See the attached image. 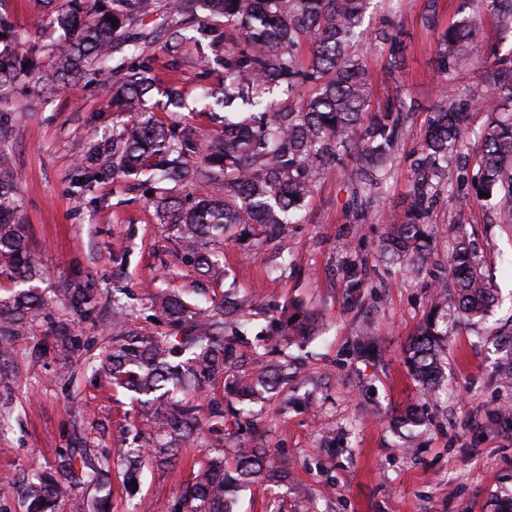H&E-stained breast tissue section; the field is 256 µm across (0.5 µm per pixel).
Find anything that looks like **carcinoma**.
I'll list each match as a JSON object with an SVG mask.
<instances>
[{"label":"carcinoma","instance_id":"carcinoma-1","mask_svg":"<svg viewBox=\"0 0 512 512\" xmlns=\"http://www.w3.org/2000/svg\"><path fill=\"white\" fill-rule=\"evenodd\" d=\"M53 5L49 25L62 32V47L39 80L55 86L78 84L89 71L115 75L112 105L128 119L88 150L86 163L71 181L83 189L105 177L145 178L160 224L193 267L194 273L220 286L224 283V241L248 238L288 243V225L303 223L305 206L319 176L337 166L357 186H372L388 175V160L407 118L401 99L369 110L370 73L353 48L364 35L372 0H166L177 16H224V90L213 105L224 109V129L200 143L176 125L155 118L152 68L143 56L146 36L131 38L125 27L145 17L157 0H41ZM460 22L442 35L437 63L443 75L471 63L465 50L476 21L492 15L512 34V0H461ZM117 22H112L111 18ZM394 63L403 57L398 35L384 32ZM185 35L168 28L163 49L178 54ZM25 37L0 17V100L31 74L23 68ZM123 47L138 60L113 63ZM310 59L303 64L302 50ZM485 95L473 104L438 105L426 119L420 148L411 163L412 196L407 220L392 225L382 249L410 265L431 249L428 217L442 190L464 209L482 200L496 201L499 223L512 227V62L482 73ZM310 94H300L303 86ZM488 115L477 133L470 127V108ZM476 134L472 175L448 178V167ZM0 178V276L20 286L0 301V357L10 354L15 330L49 308L30 287L41 269L28 250V228L17 219L14 183ZM461 322L476 325L496 304L493 284L469 241L455 240L448 256ZM65 304L84 318L96 312L90 289L73 283L64 289ZM159 325L144 331L128 322V309L112 293L111 346L96 371L114 387L135 395L144 407L145 443L119 448H78L54 471L33 469L26 484L27 512H109L111 468L121 469L123 483L137 481L143 460L167 467L182 448H201L205 435L213 443L192 462L180 484L174 512H235L239 491L250 483L275 490L285 472L271 466L268 449L236 438L224 447L226 394L252 403L288 381V361L267 365L252 381L228 380L233 347L249 329L248 317L237 313L226 294L199 293L189 302L181 293L158 291L151 298ZM299 319H294V316ZM55 347L72 348L71 328L52 322ZM319 319L302 308L283 309L270 321L267 345L316 336ZM448 337V282L436 283L429 319L410 340L407 362L428 395L445 384L444 346ZM80 485L94 488L90 500L79 498Z\"/></svg>","mask_w":512,"mask_h":512}]
</instances>
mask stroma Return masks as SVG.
I'll return each instance as SVG.
<instances>
[{
  "label": "stroma",
  "mask_w": 512,
  "mask_h": 512,
  "mask_svg": "<svg viewBox=\"0 0 512 512\" xmlns=\"http://www.w3.org/2000/svg\"><path fill=\"white\" fill-rule=\"evenodd\" d=\"M460 0H380L358 48L371 78V107L394 97L410 105L392 152L389 176L371 189L363 209L342 168L321 176L304 223L288 227V247L229 242L225 287L250 310V330L236 353L235 374L255 373L268 318L264 307L298 305L314 312L322 335L291 344L288 393L253 404L273 465L287 485L271 499L265 485L240 492L237 512H497L512 497V383L496 376L498 329L512 328V229L481 204L457 208L441 193L429 221L433 252L415 266L387 260L380 243L388 224L403 221L410 203V164L428 112L442 100L478 99L479 72L504 57L497 19L482 16L468 69L441 77L436 46L461 15ZM39 0H0V16L26 35L38 71L61 45ZM398 34L404 63L392 68L381 31ZM188 40L172 58L158 44L145 49L156 80L157 119L200 141L221 130L224 112L203 100L218 91L224 67L210 47L223 37L224 19L186 24ZM177 90L187 106H165ZM112 79L91 75L76 88H39L27 77L0 104V171L16 173L17 216L27 224L29 248L42 277L36 286L52 300V317H67L62 292L70 281L88 284L100 305L92 319L72 322L74 348L61 355L47 318L30 320L0 361V479H22L32 468L51 469L73 448L136 445L141 420L131 393L113 389L93 368L109 346L112 291L129 289L132 321L153 325L156 286L190 289L195 276L158 223L142 189L105 179L81 189L71 182L79 157L118 117L110 103ZM469 239L500 304L483 323L448 322V383L425 396L405 363L406 348L426 316L437 280L448 278L455 237ZM371 333L376 355L357 354V336ZM425 425L405 436L393 421L406 411ZM201 449L183 448L172 467L142 464L136 488L112 475L111 512H136L139 499L170 512L181 481Z\"/></svg>",
  "instance_id": "1"
}]
</instances>
